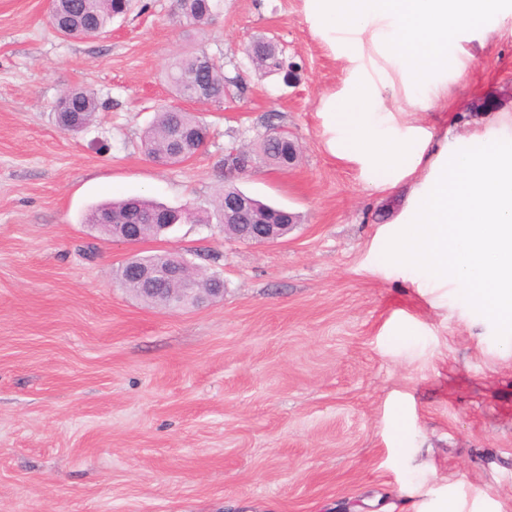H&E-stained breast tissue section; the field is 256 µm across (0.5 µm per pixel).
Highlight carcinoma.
Here are the masks:
<instances>
[{
	"mask_svg": "<svg viewBox=\"0 0 512 512\" xmlns=\"http://www.w3.org/2000/svg\"><path fill=\"white\" fill-rule=\"evenodd\" d=\"M133 8V0H52L49 22L54 30L67 38H96L104 33L112 20L126 15ZM216 4L213 0H175V11L186 21L200 25L212 15ZM262 50L252 57L255 63L270 71L279 69L282 58L273 47L262 39L254 41ZM170 83L181 97L219 102L224 99L226 79L224 71L214 58L201 51L178 59L168 74ZM68 100V112L78 127L90 125L101 107L95 93L82 86L71 87L63 92ZM203 128L205 123L193 112L173 106L157 109L152 124L144 133V150L147 157L165 163L187 160L172 151L171 130L176 126ZM169 209L152 201L129 198L110 201L91 207L86 223L98 232L109 235L110 224H139L141 238L160 235L155 225L164 223Z\"/></svg>",
	"mask_w": 512,
	"mask_h": 512,
	"instance_id": "carcinoma-1",
	"label": "carcinoma"
}]
</instances>
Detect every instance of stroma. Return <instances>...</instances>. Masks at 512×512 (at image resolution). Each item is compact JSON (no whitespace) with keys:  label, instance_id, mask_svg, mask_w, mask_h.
Wrapping results in <instances>:
<instances>
[{"label":"stroma","instance_id":"obj_1","mask_svg":"<svg viewBox=\"0 0 512 512\" xmlns=\"http://www.w3.org/2000/svg\"><path fill=\"white\" fill-rule=\"evenodd\" d=\"M305 10L219 0L197 26L173 0H137L102 37L65 40L49 0H0V512H512V338L454 286L383 266L412 183L374 188L330 151L318 104L349 63ZM260 37L285 71L252 64ZM465 48L432 110L389 97L399 126L512 123V36ZM198 51L223 66V102L176 99L165 80ZM79 85L107 108L66 133L52 106ZM175 102L211 135L162 165L143 134ZM273 125L298 144L290 168L260 155ZM233 149L254 157L237 186L298 215L284 238L224 234ZM134 195L190 218L134 244L87 224ZM164 252L220 276L223 298L171 311L120 287L129 258Z\"/></svg>","mask_w":512,"mask_h":512}]
</instances>
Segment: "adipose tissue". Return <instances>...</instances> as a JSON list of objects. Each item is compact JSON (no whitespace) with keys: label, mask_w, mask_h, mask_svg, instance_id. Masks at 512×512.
Here are the masks:
<instances>
[{"label":"adipose tissue","mask_w":512,"mask_h":512,"mask_svg":"<svg viewBox=\"0 0 512 512\" xmlns=\"http://www.w3.org/2000/svg\"><path fill=\"white\" fill-rule=\"evenodd\" d=\"M486 17L512 32V0H306L311 33L352 64L342 89L321 99L331 146L372 168L380 186L414 181L384 264L455 285L512 334V126L436 146L425 129L398 131L386 106L400 87L429 110L464 66L460 41ZM367 37L382 63L365 61Z\"/></svg>","instance_id":"1"}]
</instances>
